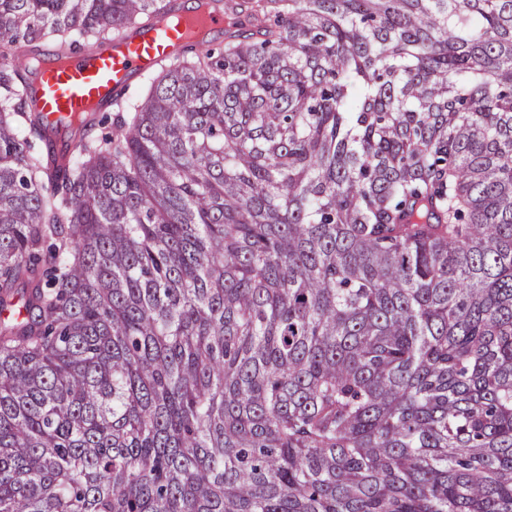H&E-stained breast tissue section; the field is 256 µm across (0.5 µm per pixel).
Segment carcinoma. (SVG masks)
I'll return each instance as SVG.
<instances>
[{"mask_svg":"<svg viewBox=\"0 0 512 512\" xmlns=\"http://www.w3.org/2000/svg\"><path fill=\"white\" fill-rule=\"evenodd\" d=\"M210 8L69 153L177 0H0V512H512V0ZM176 30L160 21L152 28L122 36L99 50L79 52L38 73L32 86L38 108L66 132L65 120L83 112H99L112 96L128 92L137 77L148 74L174 45L191 41L184 33L214 24L219 16L185 17Z\"/></svg>","mask_w":512,"mask_h":512,"instance_id":"cac0c4a2","label":"carcinoma"}]
</instances>
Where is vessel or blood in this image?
<instances>
[{
  "label": "vessel or blood",
  "mask_w": 512,
  "mask_h": 512,
  "mask_svg": "<svg viewBox=\"0 0 512 512\" xmlns=\"http://www.w3.org/2000/svg\"><path fill=\"white\" fill-rule=\"evenodd\" d=\"M215 21L210 14L191 16L178 29L161 21L99 50L79 52L44 68L33 85L38 107L49 121L58 123L100 111L112 96L128 92L136 78L148 74L158 60L169 56L174 46L185 43L187 33Z\"/></svg>",
  "instance_id": "obj_1"
}]
</instances>
